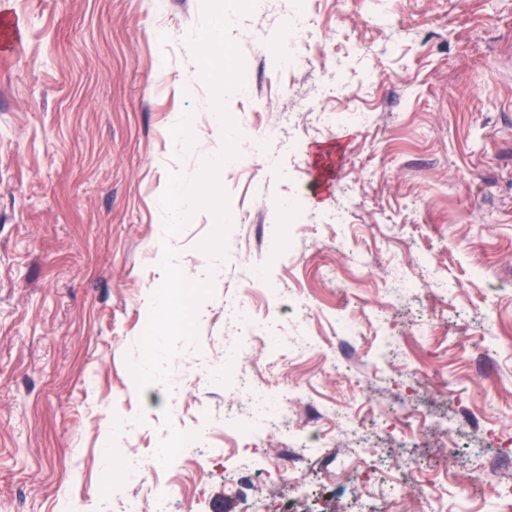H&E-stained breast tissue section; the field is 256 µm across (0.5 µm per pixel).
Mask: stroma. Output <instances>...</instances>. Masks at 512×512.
Segmentation results:
<instances>
[{
    "label": "stroma",
    "instance_id": "stroma-1",
    "mask_svg": "<svg viewBox=\"0 0 512 512\" xmlns=\"http://www.w3.org/2000/svg\"><path fill=\"white\" fill-rule=\"evenodd\" d=\"M319 16L299 40L294 14ZM0 512H101L104 465L153 512H242L261 493L288 512H342L420 468L434 486L400 491L424 512L431 490L471 496L512 483V0H256L231 37L249 88L225 108L246 155L224 163L232 240L199 248L214 214L176 235L185 273L210 265L196 342L171 366L163 403L130 370L150 293L163 280L159 199L172 171L194 178L219 155L212 94L189 61L202 0H0ZM301 41L291 70L285 44ZM291 127L260 140L281 111ZM345 211L341 224L314 216ZM447 282L448 295L437 294ZM244 304L274 338L242 340L224 308ZM351 317L355 336L336 330ZM237 352L224 372L227 348ZM354 411L229 439L248 383ZM467 414L447 457L440 417ZM324 437L303 475L311 499L238 466L275 458L286 430ZM207 432L227 469L185 444ZM368 448V476L333 483L331 459ZM145 465L126 480L125 462ZM500 473L476 484L481 460Z\"/></svg>",
    "mask_w": 512,
    "mask_h": 512
}]
</instances>
